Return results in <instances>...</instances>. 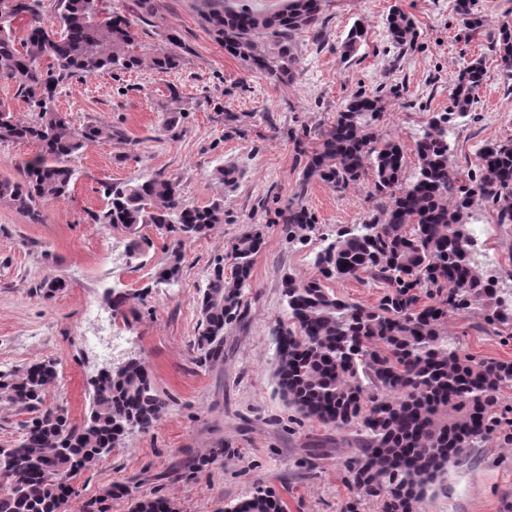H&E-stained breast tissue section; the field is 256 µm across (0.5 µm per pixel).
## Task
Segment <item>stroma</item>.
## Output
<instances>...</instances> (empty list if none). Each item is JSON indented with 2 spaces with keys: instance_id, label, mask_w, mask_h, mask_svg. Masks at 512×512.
<instances>
[{
  "instance_id": "obj_1",
  "label": "stroma",
  "mask_w": 512,
  "mask_h": 512,
  "mask_svg": "<svg viewBox=\"0 0 512 512\" xmlns=\"http://www.w3.org/2000/svg\"><path fill=\"white\" fill-rule=\"evenodd\" d=\"M124 11L139 53L150 54L175 36L182 63L160 74L149 66L73 79L56 104L75 127H111L108 140L88 143L69 161L76 178L69 194L40 205L33 221L0 201V369L23 370L55 361L58 378L44 404L83 423L92 386L106 367L135 358L151 373L167 407L150 431L132 430L119 445L83 468L71 482L66 512L122 485L109 512H132L144 497L162 498L171 512H224L255 488L280 496L285 512H344L353 498L348 447L337 446L334 427L303 418L281 398L274 378L275 323L286 320L280 284L285 275L316 277L315 257L338 229L363 224L384 205L371 176L333 187L303 181L312 147L306 130L329 126L356 94L378 96L380 137L396 140L405 173L415 171V144L428 120L450 114V92L463 68L481 60L484 76L464 117L451 116L450 160L460 177L472 170L486 143L512 139V78L489 40L512 26V0H477L480 27L469 31L455 0H324L321 20L297 41L293 74L273 79L229 55L204 20L213 0H153L141 15L136 0H101ZM400 9L416 31L413 43L392 45L385 36L391 9ZM366 38L354 52L342 49L349 29ZM180 122L165 129L170 111ZM235 166L237 179L217 177ZM178 181L197 206L224 202V221L208 234L174 247L154 226L144 256L129 261L124 233L94 224L106 204L102 183H134L154 175ZM301 207L316 228L305 241L290 239L283 218ZM474 223L488 227L482 245L494 267L512 268V225L498 224L478 206ZM264 239L249 285L242 292L243 320L224 330V359L208 364L195 341L200 333L198 290L215 261L238 237ZM180 259L178 280L157 283L156 271ZM64 281L47 298L43 280ZM126 294L113 310L107 291ZM475 312L448 317L449 338L481 359L511 360L512 342L478 330ZM417 512H512V445L491 440L471 462L449 467L445 490L428 492Z\"/></svg>"
}]
</instances>
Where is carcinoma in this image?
Segmentation results:
<instances>
[{"label": "carcinoma", "mask_w": 512, "mask_h": 512, "mask_svg": "<svg viewBox=\"0 0 512 512\" xmlns=\"http://www.w3.org/2000/svg\"><path fill=\"white\" fill-rule=\"evenodd\" d=\"M323 0H290L288 8L257 13L248 8L210 10L207 22L224 51L251 61L256 69L279 78L298 64L297 37L320 21ZM476 0H456L464 23L479 24ZM27 18L26 35L0 30V78L12 80L37 119L19 122L0 112V142L33 143L40 153L25 161L16 177H0V200L32 220L38 206L68 194L75 170L65 161L93 141L112 138L98 125L72 126L58 112L50 89L73 77L104 71H131L143 64L129 18L106 12L100 0H57L56 21L43 22V0H0V16ZM387 33L397 45L412 43L413 24L401 10L387 16ZM262 34L272 46L256 40ZM155 49L152 69L167 73L180 66L175 37ZM502 69L512 74V29L490 35ZM482 63L461 73L452 91L454 111L465 116ZM381 100L360 94L337 113L333 124L316 134L307 155L302 184L316 177L338 187L371 174L376 193L390 204L369 222L343 228L315 258L319 276L282 281L287 321H279L276 342L278 392L304 418L338 430H351L349 461L356 496L382 500L383 512H416L426 491L451 465L466 461L471 449L491 438L512 445V406L500 407L512 389V361L484 360L465 353L448 339V315L477 310L482 328L506 335L512 325V292L474 258L470 221L474 206L496 211L500 224H512V140L494 142L476 154L468 183L459 184L450 161L447 116L429 119L415 146V175L404 174L399 144L375 133ZM106 206L92 216L96 224L120 229L128 237L127 256L137 260L149 241L141 226L153 225L175 238H200L224 223V201L207 206L188 203L180 184L157 176L134 184L105 182ZM288 235L302 240L315 228L303 208H288ZM263 238L242 235L224 261H217L198 298L201 332L197 347L206 359L224 354V328L240 316V295L250 278ZM179 255L157 273V282L178 277ZM383 285L375 307H364L326 286L330 279L362 280ZM58 376L56 363L43 360L23 373H0V403L37 412L24 425L19 442L0 448V512H63L69 481L101 458L133 424L147 431L160 420L166 403L154 390L148 368L129 359L102 369L94 384L82 424H71L60 407L42 408L44 393ZM123 493L113 484L104 496L86 500L81 512H108L107 501ZM232 512H283L270 489H257L231 506ZM133 512H170L161 499H141Z\"/></svg>", "instance_id": "obj_1"}]
</instances>
